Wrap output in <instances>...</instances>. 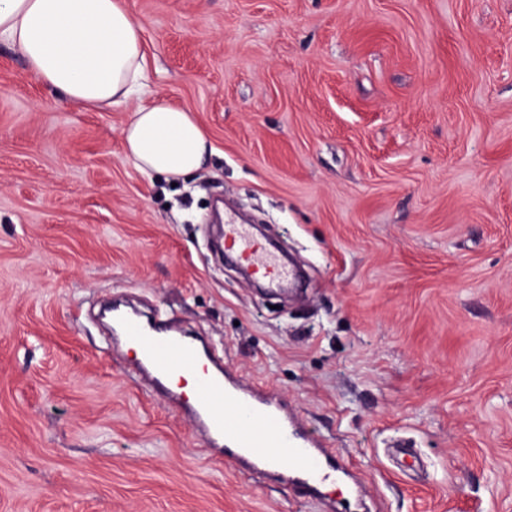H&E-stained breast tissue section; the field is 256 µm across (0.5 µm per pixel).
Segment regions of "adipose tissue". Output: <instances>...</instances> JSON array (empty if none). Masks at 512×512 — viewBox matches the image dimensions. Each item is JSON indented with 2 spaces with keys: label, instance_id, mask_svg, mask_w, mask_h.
Listing matches in <instances>:
<instances>
[{
  "label": "adipose tissue",
  "instance_id": "ef3b65f1",
  "mask_svg": "<svg viewBox=\"0 0 512 512\" xmlns=\"http://www.w3.org/2000/svg\"><path fill=\"white\" fill-rule=\"evenodd\" d=\"M9 42L46 85L87 108L144 95L141 27L124 0H0V41ZM127 158L142 173L182 180L213 153L190 111L158 99L123 128Z\"/></svg>",
  "mask_w": 512,
  "mask_h": 512
}]
</instances>
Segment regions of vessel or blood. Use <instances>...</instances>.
I'll list each match as a JSON object with an SVG mask.
<instances>
[{
  "label": "vessel or blood",
  "mask_w": 512,
  "mask_h": 512,
  "mask_svg": "<svg viewBox=\"0 0 512 512\" xmlns=\"http://www.w3.org/2000/svg\"><path fill=\"white\" fill-rule=\"evenodd\" d=\"M224 239L244 263L262 270L273 284L291 279V271L246 225H225ZM120 330L125 342L139 349L142 367L159 384L176 375L192 376L195 395L189 408L195 431L213 454L239 472L273 478L310 495L349 476L340 454L309 432L293 406L271 387L206 362L203 348L192 337L146 330L134 317L126 318Z\"/></svg>",
  "instance_id": "obj_1"
}]
</instances>
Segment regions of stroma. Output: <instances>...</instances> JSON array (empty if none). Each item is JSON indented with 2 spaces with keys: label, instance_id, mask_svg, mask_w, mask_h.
<instances>
[{
  "label": "stroma",
  "instance_id": "obj_1",
  "mask_svg": "<svg viewBox=\"0 0 512 512\" xmlns=\"http://www.w3.org/2000/svg\"><path fill=\"white\" fill-rule=\"evenodd\" d=\"M215 149L136 171L133 103L0 42V512H322L214 459L102 307L160 312L336 448L363 512H512V0H125ZM304 273L246 281L211 219Z\"/></svg>",
  "mask_w": 512,
  "mask_h": 512
}]
</instances>
